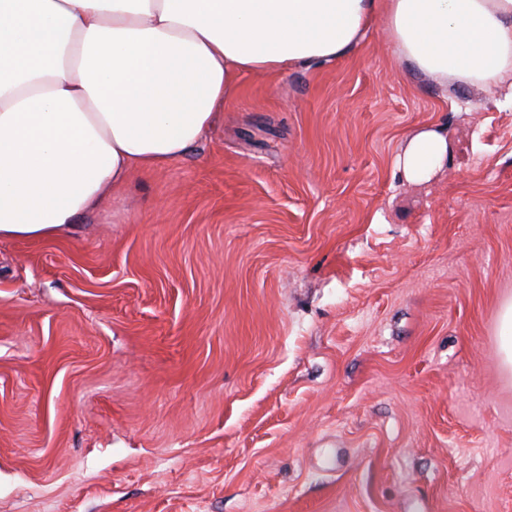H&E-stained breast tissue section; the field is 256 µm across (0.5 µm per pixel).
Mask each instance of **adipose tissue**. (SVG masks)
<instances>
[{
	"label": "adipose tissue",
	"mask_w": 512,
	"mask_h": 512,
	"mask_svg": "<svg viewBox=\"0 0 512 512\" xmlns=\"http://www.w3.org/2000/svg\"><path fill=\"white\" fill-rule=\"evenodd\" d=\"M379 16L424 76L512 98V0H0V238L74 229L184 158L241 75L334 61ZM447 150L424 130L398 164L423 181Z\"/></svg>",
	"instance_id": "1"
}]
</instances>
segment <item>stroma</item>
<instances>
[{
  "label": "stroma",
  "mask_w": 512,
  "mask_h": 512,
  "mask_svg": "<svg viewBox=\"0 0 512 512\" xmlns=\"http://www.w3.org/2000/svg\"><path fill=\"white\" fill-rule=\"evenodd\" d=\"M509 299L512 103L376 18L242 75L78 229L0 239V512H512ZM448 150V134L439 129L423 130L409 140L398 164L408 180H428ZM499 336H502V364L505 368L512 369V301H506L500 308Z\"/></svg>",
  "instance_id": "35a3bbf8"
}]
</instances>
